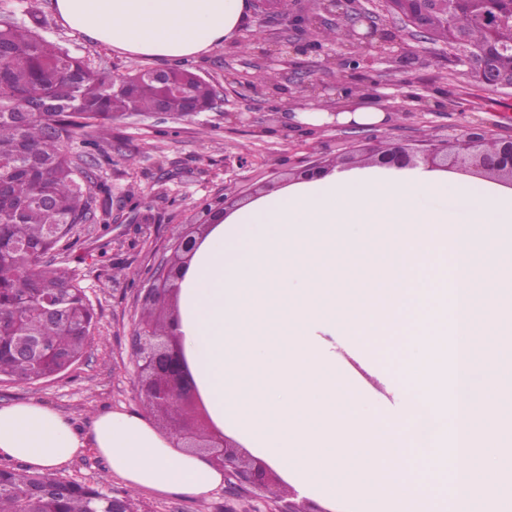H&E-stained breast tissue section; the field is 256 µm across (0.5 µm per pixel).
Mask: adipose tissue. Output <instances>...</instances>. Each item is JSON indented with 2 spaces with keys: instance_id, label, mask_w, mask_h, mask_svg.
Here are the masks:
<instances>
[{
  "instance_id": "obj_1",
  "label": "adipose tissue",
  "mask_w": 512,
  "mask_h": 512,
  "mask_svg": "<svg viewBox=\"0 0 512 512\" xmlns=\"http://www.w3.org/2000/svg\"><path fill=\"white\" fill-rule=\"evenodd\" d=\"M54 7L66 26L93 43L173 63L232 40L250 11L249 0H54ZM342 96L349 105L338 114L312 102L296 110V121L305 126L388 121L384 108L352 103L347 90ZM90 448L107 461L113 475L136 490L205 499L224 483L220 468L177 448L174 437L159 433L142 414L108 411L84 431L33 400L0 407V458L50 474Z\"/></svg>"
}]
</instances>
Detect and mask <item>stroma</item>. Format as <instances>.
Instances as JSON below:
<instances>
[{
    "label": "stroma",
    "instance_id": "stroma-1",
    "mask_svg": "<svg viewBox=\"0 0 512 512\" xmlns=\"http://www.w3.org/2000/svg\"><path fill=\"white\" fill-rule=\"evenodd\" d=\"M53 2L0 0V23L37 25L47 41L96 69L125 74L151 67V60L119 54L65 26ZM278 33L296 45L285 63L265 54L264 33L255 18L233 42L190 61L220 96L217 108L186 116L129 112L115 119L103 140L111 163L87 154L83 142L95 138V131L69 141L70 154L92 177L89 218L74 225L44 261L66 269L80 283L95 311L94 322L82 357L67 372L33 383H0V407L36 400L85 429L100 413L134 411L170 434V414L150 408L138 393L132 338L140 327L144 291L181 237L211 222L225 199L263 186L282 187L288 173L358 153L373 139L423 147L460 136L472 125L494 139L512 136V88L477 87L467 66L449 58L440 42L429 44L411 77L387 60L372 61L371 75L379 79L383 103L392 113L379 131L331 125L307 130L287 119L267 121L268 113L307 103L290 84V70L309 72L325 85L336 83L335 70L325 64L327 53L337 48L329 29L318 31L319 45L309 50L298 32L282 27ZM58 476L129 497L135 512H277L283 501L293 512L345 510L343 500L305 496L272 476L244 492L218 488L204 501L136 491L91 450Z\"/></svg>",
    "mask_w": 512,
    "mask_h": 512
}]
</instances>
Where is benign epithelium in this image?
<instances>
[{"label": "benign epithelium", "instance_id": "7a95c632", "mask_svg": "<svg viewBox=\"0 0 512 512\" xmlns=\"http://www.w3.org/2000/svg\"><path fill=\"white\" fill-rule=\"evenodd\" d=\"M258 16L281 17L288 24L301 29L306 35L321 28L330 21L339 28L342 45L353 44L365 50L384 52L397 45L400 55L410 62L420 56L421 50L401 45L400 31L386 28L373 20L370 13L359 6L360 0H315V6L303 14L292 12L289 0H253ZM457 0H383L386 11L395 15L405 27L426 40H433L427 18L437 12L445 17L453 14ZM512 58V43L492 41L485 53L464 54V62L474 82L485 88L512 87L507 74L501 67V60ZM365 61L358 55H328L326 63L337 66L345 63L355 70ZM301 92L320 97L330 110L336 109V98L326 94V88L314 79L296 77ZM374 158H366L363 164L385 168L406 169L418 166L456 173L476 171L484 177L502 184L512 185V137L492 141L479 126H472L467 133L445 145L431 143L422 149L408 150L399 146L379 145L372 150ZM181 258L160 268L157 280L160 285L148 289L145 299L154 294L164 297L177 293L175 279ZM135 362L138 372V386L145 401L154 408L167 409L176 417L173 435L178 447L196 452L208 453L214 463L231 467L230 477L236 484H258L268 475V466L263 462L239 464L233 445L223 438H217L207 415L206 407L198 392L192 370L185 358L181 343L171 330L170 322L143 324L133 336ZM13 351L35 362L45 354L41 345L22 336L12 340Z\"/></svg>", "mask_w": 512, "mask_h": 512}]
</instances>
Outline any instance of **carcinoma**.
Here are the masks:
<instances>
[{"instance_id":"obj_1","label":"carcinoma","mask_w":512,"mask_h":512,"mask_svg":"<svg viewBox=\"0 0 512 512\" xmlns=\"http://www.w3.org/2000/svg\"><path fill=\"white\" fill-rule=\"evenodd\" d=\"M451 23L468 31L471 52L492 37L512 42V27L491 33L466 10ZM180 84L190 86L197 104L211 98L210 83L187 68L162 79L129 73L118 80L30 27H0V336H26L73 361L81 356L92 305L66 270L42 264L87 212L90 187L65 144L85 128L105 130L125 112H155L164 101L181 111V101L168 98ZM52 296L62 300L67 322L47 320ZM52 372L61 365L36 368L0 346V376L31 381ZM35 483L42 486L38 495L28 489ZM111 506V495L79 483L8 468L0 473V512H111Z\"/></svg>"}]
</instances>
